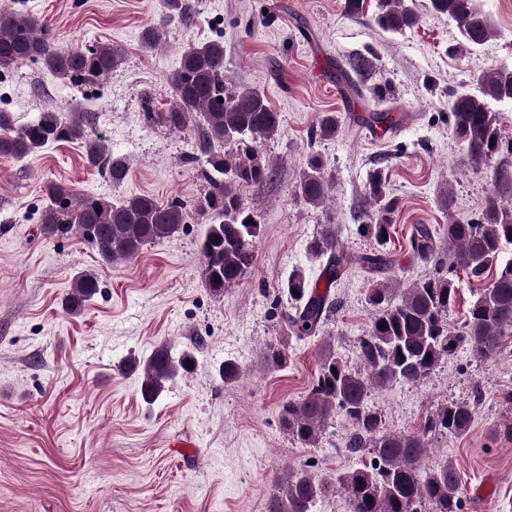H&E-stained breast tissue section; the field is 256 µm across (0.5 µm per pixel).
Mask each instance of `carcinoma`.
Masks as SVG:
<instances>
[{
  "label": "carcinoma",
  "instance_id": "1",
  "mask_svg": "<svg viewBox=\"0 0 512 512\" xmlns=\"http://www.w3.org/2000/svg\"><path fill=\"white\" fill-rule=\"evenodd\" d=\"M430 7L455 22L464 50L482 46L494 35L472 0H430ZM168 22L166 16L146 27L142 44L161 45ZM376 22L384 30L401 32L416 24L417 15L406 0H379ZM27 62L42 64L73 86H94L112 76L123 62V53L110 43L77 49L60 46L50 39L43 19L0 8V70ZM348 67L365 81L376 74L373 61L365 55L353 58ZM477 84V94L455 93L449 112L454 136L468 158L486 165L503 150L502 131L490 101L512 100V70L483 73ZM168 85L173 103L166 111L154 110L149 92L141 96L142 109L149 122L172 132H182L194 123L201 130L198 153L189 160L198 164L206 187L194 210L207 224L200 244L205 282L212 295L220 297L253 266L259 221L245 206L239 188L261 186L273 176L274 164L262 144L278 133L281 116L261 92L235 91L226 85L221 40L184 48ZM90 126L89 112L64 115L47 109L17 126L9 113L0 111V157L22 159L56 142H78L87 164L107 175L112 184L123 183L128 175L125 162L112 155L104 139L88 133ZM337 131L336 116L325 115L315 135L334 138ZM331 188L321 159L310 157L297 186L299 197L319 207ZM365 189L372 211L365 215L360 230L377 248L359 261L371 273L384 274L394 265L384 245L398 200L379 169L368 175ZM44 195L43 235L57 240L79 238L108 261L136 257L145 246L172 238L189 217L180 199L161 204L140 194L112 202L78 194L53 181L45 184ZM443 239L448 241V269L476 279L495 269L490 286L469 307L461 331L451 330L447 321L457 294L453 276H429L401 291L381 282L369 291L373 319L357 347L364 371L351 370L328 344L311 390L284 403L279 413L283 428L304 445L316 444L330 421L342 413L355 430L354 445H368L377 463L339 473L333 481L304 469L291 472L269 498L267 512H311L315 500L332 489L345 494L349 512H461L459 474L450 462L426 465V438L465 435L474 422L473 407L466 401H452L429 416L422 432L400 434L384 430L381 415L367 406L370 389L394 381H421L464 344L479 357L492 359L512 338V260H501L503 243L512 242V204L506 207L496 197L487 198L478 220L456 219L444 225ZM413 245L424 260L437 249L435 236L425 225L415 228ZM308 253L322 267L325 290L319 291V282H311L300 270L288 276L286 288L295 313L287 315V323L301 340L315 335L332 312L330 288L350 263L333 224L321 226L308 244ZM100 288L95 273L75 274L64 299L66 309L81 311ZM264 357L274 368L283 366L288 358L286 344L268 345ZM195 362L193 353L162 345L141 362L129 359L127 367H142L141 395L150 404L166 383L190 372Z\"/></svg>",
  "mask_w": 512,
  "mask_h": 512
}]
</instances>
